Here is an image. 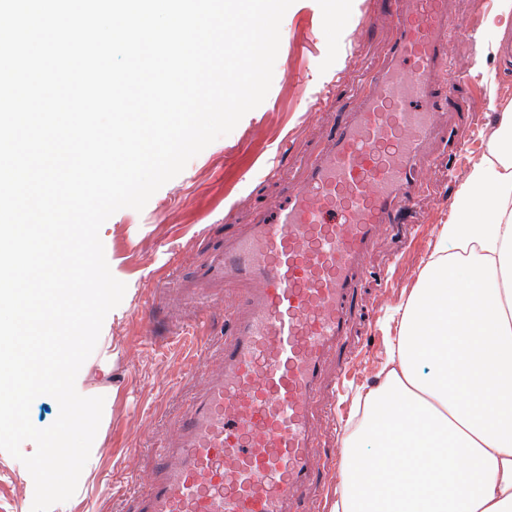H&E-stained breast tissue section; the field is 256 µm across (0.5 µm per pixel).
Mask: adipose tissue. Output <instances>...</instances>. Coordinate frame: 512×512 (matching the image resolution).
I'll use <instances>...</instances> for the list:
<instances>
[{
  "mask_svg": "<svg viewBox=\"0 0 512 512\" xmlns=\"http://www.w3.org/2000/svg\"><path fill=\"white\" fill-rule=\"evenodd\" d=\"M404 304L331 512H512V104Z\"/></svg>",
  "mask_w": 512,
  "mask_h": 512,
  "instance_id": "ef3b65f1",
  "label": "adipose tissue"
}]
</instances>
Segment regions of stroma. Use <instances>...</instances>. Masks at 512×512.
I'll list each match as a JSON object with an SVG mask.
<instances>
[{
  "instance_id": "1",
  "label": "stroma",
  "mask_w": 512,
  "mask_h": 512,
  "mask_svg": "<svg viewBox=\"0 0 512 512\" xmlns=\"http://www.w3.org/2000/svg\"><path fill=\"white\" fill-rule=\"evenodd\" d=\"M494 0H454L459 25L448 35V76L456 106L419 168V193L408 224L422 232L398 251L383 232L366 260L368 269L390 267L387 288L366 281L363 298L371 323L354 338L358 375L338 403L354 411L351 391L376 384L390 338L380 322L389 306L414 287L430 253L437 225L447 222L455 195L471 166L487 152L481 131L512 102V74L486 56L484 22ZM394 30L380 0H294L280 28L279 53L265 100L161 187L142 211L124 208L101 227L112 274L127 286L105 318L101 333L113 355L109 374L82 365L83 389L104 397L107 421L96 435L89 473L67 502L52 512H127L131 494L144 491L156 469L155 452L175 434L179 415L204 374L216 370L214 354L200 352L207 337L224 334V292L197 276L215 224H247L254 212L280 199L297 156L317 150L326 123L338 110L357 111L356 92L384 56ZM467 131L456 153L449 129ZM280 177L264 179L272 160ZM178 287H170V278ZM34 482L20 460L0 451V512H31Z\"/></svg>"
}]
</instances>
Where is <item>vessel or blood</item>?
I'll return each instance as SVG.
<instances>
[{
  "instance_id": "obj_1",
  "label": "vessel or blood",
  "mask_w": 512,
  "mask_h": 512,
  "mask_svg": "<svg viewBox=\"0 0 512 512\" xmlns=\"http://www.w3.org/2000/svg\"><path fill=\"white\" fill-rule=\"evenodd\" d=\"M385 5L395 34L359 111L334 114L282 200L247 227L225 225L199 270L237 289L224 370L180 415L179 439L159 448L133 512H322L339 472L313 457L314 405L355 376L349 338L369 318L360 284L388 285L387 272H366V256L413 208L423 145L454 105L440 80L455 26L448 0Z\"/></svg>"
}]
</instances>
